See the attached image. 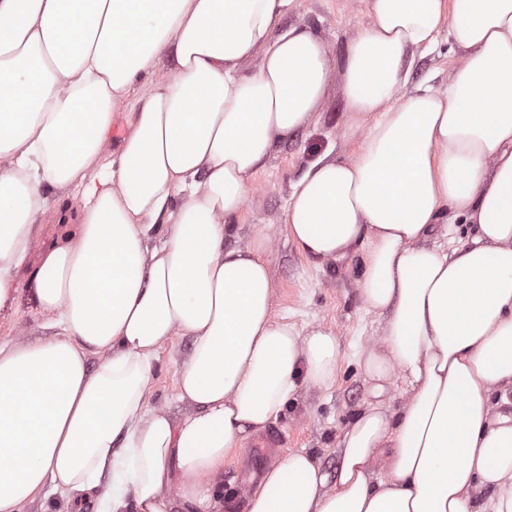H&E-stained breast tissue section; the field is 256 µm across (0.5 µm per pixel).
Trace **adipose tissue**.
Returning a JSON list of instances; mask_svg holds the SVG:
<instances>
[{"instance_id": "adipose-tissue-1", "label": "adipose tissue", "mask_w": 512, "mask_h": 512, "mask_svg": "<svg viewBox=\"0 0 512 512\" xmlns=\"http://www.w3.org/2000/svg\"><path fill=\"white\" fill-rule=\"evenodd\" d=\"M294 5L0 0V308L37 223L69 226L30 282L58 336L0 341V512L50 493L96 512H223L245 435L300 386L332 385L335 334L274 314L270 236L224 241L251 178L335 86L360 140L306 165L285 225L315 262L360 255L384 328L359 364L400 376L407 399L352 418L335 478L289 453L248 512H512V415L495 402L512 389V0H365L371 22L339 57L308 26L281 28ZM443 33L460 52L447 85L409 88L408 55ZM455 222L465 241L431 245ZM177 336L191 346L175 417L149 386ZM131 99L123 101L117 108L112 125V133L115 130L117 137L112 136L113 147H119L123 137L127 134L130 129V123L133 120V108Z\"/></svg>"}]
</instances>
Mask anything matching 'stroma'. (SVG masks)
I'll use <instances>...</instances> for the list:
<instances>
[{"label":"stroma","instance_id":"obj_1","mask_svg":"<svg viewBox=\"0 0 512 512\" xmlns=\"http://www.w3.org/2000/svg\"><path fill=\"white\" fill-rule=\"evenodd\" d=\"M368 22L365 8L357 0H297L294 9L281 19L285 27L299 23L312 27L335 52L341 51ZM457 58L447 37H439L434 50L409 56V87L445 84L448 70ZM348 123L346 101L340 91H333L317 124L279 143L256 174L246 200L242 228L238 236L226 241L227 246L242 247L253 234L268 233L272 243L265 260L275 283L276 317L303 332L321 326L336 335L340 355L335 383L324 389L300 387L275 421L288 436L287 452L305 450L314 454L331 477L339 468L338 443L344 428L359 410L375 400L374 383L359 366L356 353L378 343L384 318L367 311L361 300L357 288L360 258L313 262L289 238L284 215L290 185L308 162L326 153L340 156L354 148V141L345 137ZM62 231V225L49 220L40 224L30 256L17 275L21 293L13 307L0 311V341L15 320L20 323L24 339L51 335L29 282L44 247ZM189 346V337H175L160 349L154 363L150 401L175 416L184 410L176 399V373ZM249 450V443H242L238 457L224 464V512H247L246 504L235 501L237 490L242 485H256L261 477L260 472L244 470L243 458Z\"/></svg>","mask_w":512,"mask_h":512}]
</instances>
